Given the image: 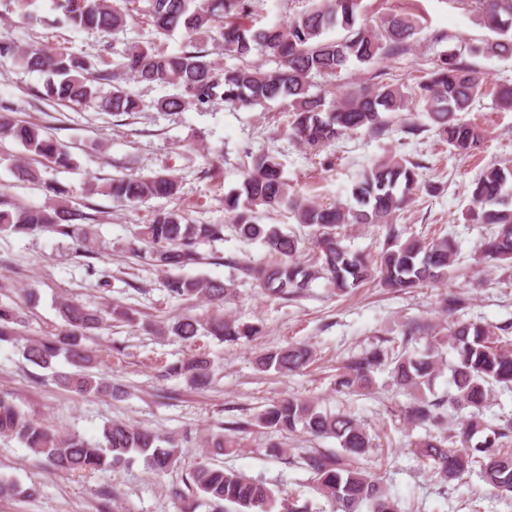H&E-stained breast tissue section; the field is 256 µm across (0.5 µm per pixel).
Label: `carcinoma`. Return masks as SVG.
I'll list each match as a JSON object with an SVG mask.
<instances>
[{"label":"carcinoma","instance_id":"obj_1","mask_svg":"<svg viewBox=\"0 0 512 512\" xmlns=\"http://www.w3.org/2000/svg\"><path fill=\"white\" fill-rule=\"evenodd\" d=\"M253 0H53L60 10L57 23L74 32L97 31L116 34L127 19L141 16L154 31L170 35L182 30L187 43L177 52H166L151 42L132 41L123 60L111 69L66 47L20 48L0 42V58H12L29 71L46 75L43 89L33 97L62 105L101 104L112 113L143 111L142 101L122 85L127 79L169 85L177 93L157 99L161 112L202 110L221 99L231 108L284 103L289 112L290 135L301 146L319 151L347 135L361 131L381 134L389 126L387 114L407 112L410 122L404 131L419 129L416 118L429 121L438 140L448 151L465 155L483 139V130L463 119L483 95L479 73L450 52L434 62L427 77L414 87L395 84L366 86L327 99L330 91L317 79L333 77L350 62L375 64L387 51L402 50L421 30L420 21L410 13L391 14L373 29L357 22L359 0H310V5L288 20L257 28L249 22ZM476 24L493 37L471 47L485 58H512V0H475ZM342 30L345 35L330 38ZM220 37L224 55L236 60L216 66L208 58L204 43ZM272 57L275 67L264 69L248 60L255 52ZM112 85L103 92L102 86ZM13 140L26 152L52 168L71 166L68 146L51 136L45 127L15 119L12 108L0 106V141ZM421 164L397 155L377 158L363 169L350 189L353 205H316L291 192L278 158L269 153L251 156L240 185L224 195V213L236 235L264 244L274 261L262 266L243 265L241 271L258 281L273 297L295 296L318 278L327 279L336 292L345 294L368 281L393 291L415 288L428 280L447 278L454 271L457 251L452 235L430 242L419 237L403 238L393 215L414 201L419 189ZM474 207L467 220L492 226L490 236L480 245L489 263L512 262V165L488 164L472 182ZM179 189L172 175L124 176L104 184L90 183L86 195L103 194L116 202L134 206L150 198H168ZM47 201L42 205L20 206L0 193V233L50 231L72 239L77 251L96 254L97 216L66 204L69 190L56 182L44 184ZM286 206L296 221L311 228L315 255L309 261L295 259L300 239L274 226L259 222V215ZM350 224H383L388 232L379 255L371 259L342 245L340 229ZM224 240V225L197 223L178 209L157 212L141 225L136 238L128 242L133 256L159 270L184 267L199 260L200 243ZM166 288L173 298L202 299L222 304L232 298L233 284L206 277H172ZM62 320L59 332L30 340L25 358L49 368L62 356L75 368L61 374L57 382L81 395L120 398L125 391L96 377L91 368L104 362L86 340L108 320L123 322L128 315L118 304L91 310L70 299L58 304ZM13 309L0 303V342H14L19 336ZM199 321L185 316L167 330L190 340L197 336ZM213 336L224 342H252L262 332L258 324L221 319L210 324ZM421 350L390 351L375 348L339 368L336 390L362 393L373 383V373L389 372L393 384L408 397L405 416L414 424L443 426L448 410L459 415L458 430L444 437L429 435L414 443L412 453L428 461L442 483L461 481L475 472L490 489L512 498V452L503 448L512 424L493 425L485 420L498 386H512V345L500 340L492 327L478 322H454L442 328L434 325L425 333ZM453 351V360L446 358ZM313 349L290 344L267 351L257 359L262 371L299 372L312 361ZM451 372L448 392L437 395L435 385L444 369ZM166 373L203 387L208 383V361L194 354L171 364ZM256 422L275 434L300 429L314 437L338 440L342 455L314 454L304 459L313 475L314 488L336 512H398L383 481L359 459L366 457L372 441L366 429L344 414L323 410L311 400L288 397L260 412ZM0 436L17 440L44 458L60 473H88L115 470L141 459L155 475L173 469L180 459V443L171 437L121 421L104 424L101 440L92 442L76 433H61L34 419L14 399L0 395ZM240 447L233 435L216 434L203 440L204 458L191 473L198 497L176 494L179 512H195L198 502L218 509L227 502L234 512H302L292 503L278 504V495L245 474L218 464V457Z\"/></svg>","mask_w":512,"mask_h":512}]
</instances>
